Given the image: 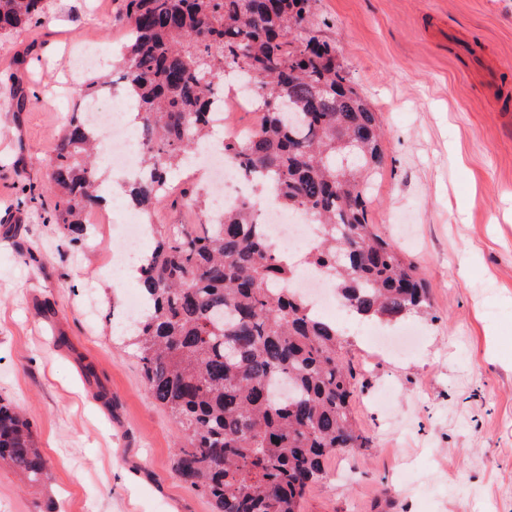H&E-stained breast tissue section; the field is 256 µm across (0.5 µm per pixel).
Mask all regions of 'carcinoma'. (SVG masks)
<instances>
[{
    "instance_id": "carcinoma-1",
    "label": "carcinoma",
    "mask_w": 512,
    "mask_h": 512,
    "mask_svg": "<svg viewBox=\"0 0 512 512\" xmlns=\"http://www.w3.org/2000/svg\"><path fill=\"white\" fill-rule=\"evenodd\" d=\"M128 24L112 72L134 101L148 145L130 202L156 238L138 267L145 312L130 337L153 401L182 440L174 473L213 512H301L334 455L365 448L353 422L355 368L336 324L288 288L297 267L273 250L243 201L215 223L158 229L155 200L214 126L211 102L233 73L254 83V131L224 155L259 193L319 224L305 261L323 268L345 307L397 321L429 306L416 266L369 224L380 172L377 113L310 35V0H120ZM48 0H0V36L36 25ZM99 131L69 122L47 175L52 223L67 244L101 205ZM0 466L36 484L46 460L30 423L0 399Z\"/></svg>"
}]
</instances>
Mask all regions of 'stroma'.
Wrapping results in <instances>:
<instances>
[{
    "label": "stroma",
    "instance_id": "35a3bbf8",
    "mask_svg": "<svg viewBox=\"0 0 512 512\" xmlns=\"http://www.w3.org/2000/svg\"><path fill=\"white\" fill-rule=\"evenodd\" d=\"M49 3L40 26L0 37V93L25 97L0 107V397L47 463L36 488L0 468V512H212L175 477L177 427L112 334L119 234L92 225L69 246L49 193L18 203L80 106L74 54L115 53L124 32L113 0ZM309 29L379 114L368 220L430 306L382 326L415 332L402 355L370 342L376 322L346 317L369 443L329 459L302 512H512V0H311Z\"/></svg>",
    "mask_w": 512,
    "mask_h": 512
}]
</instances>
